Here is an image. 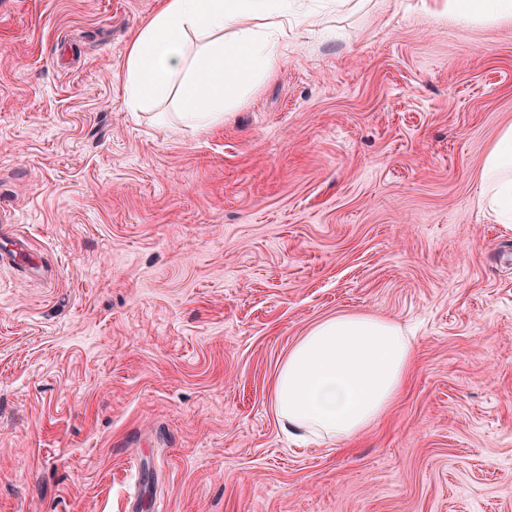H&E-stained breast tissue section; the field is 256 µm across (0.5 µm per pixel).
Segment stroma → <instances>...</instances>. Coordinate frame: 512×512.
I'll use <instances>...</instances> for the list:
<instances>
[{
  "label": "stroma",
  "instance_id": "1",
  "mask_svg": "<svg viewBox=\"0 0 512 512\" xmlns=\"http://www.w3.org/2000/svg\"><path fill=\"white\" fill-rule=\"evenodd\" d=\"M329 2L191 128L125 91L161 0H0V512H512V230L477 201L512 19ZM353 311L409 330L408 385L297 447L278 365Z\"/></svg>",
  "mask_w": 512,
  "mask_h": 512
}]
</instances>
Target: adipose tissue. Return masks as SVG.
<instances>
[{
  "label": "adipose tissue",
  "mask_w": 512,
  "mask_h": 512,
  "mask_svg": "<svg viewBox=\"0 0 512 512\" xmlns=\"http://www.w3.org/2000/svg\"><path fill=\"white\" fill-rule=\"evenodd\" d=\"M431 12L494 22L512 16V0H433ZM295 24L286 0H164L128 50L125 87L131 103L142 108L176 88L186 122H218L225 103L270 75ZM193 35L205 42L192 51ZM479 181L480 208L512 230V124L500 131ZM412 358L411 340L392 320L361 312L322 319L280 364L275 417L299 440H355L397 403Z\"/></svg>",
  "instance_id": "adipose-tissue-1"
}]
</instances>
